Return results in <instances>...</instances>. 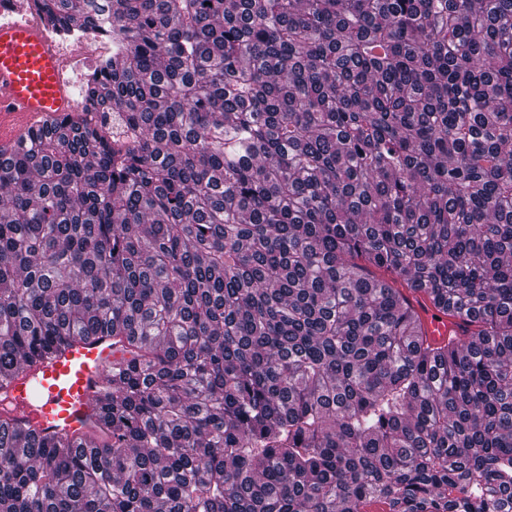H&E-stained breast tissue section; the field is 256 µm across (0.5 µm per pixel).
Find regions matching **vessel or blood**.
Wrapping results in <instances>:
<instances>
[{
    "mask_svg": "<svg viewBox=\"0 0 512 512\" xmlns=\"http://www.w3.org/2000/svg\"><path fill=\"white\" fill-rule=\"evenodd\" d=\"M67 94L55 54L32 28L0 26V150L12 149L36 119L63 112ZM430 341L461 335V319L434 309L422 294L410 297ZM119 355L111 336L74 339L20 372L8 388L19 417L46 435H80L94 424L95 400Z\"/></svg>",
    "mask_w": 512,
    "mask_h": 512,
    "instance_id": "vessel-or-blood-1",
    "label": "vessel or blood"
}]
</instances>
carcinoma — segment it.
Listing matches in <instances>:
<instances>
[{
  "mask_svg": "<svg viewBox=\"0 0 512 512\" xmlns=\"http://www.w3.org/2000/svg\"><path fill=\"white\" fill-rule=\"evenodd\" d=\"M112 37L0 156V512H512V0H42ZM471 326L423 337L407 292ZM120 354L112 336L74 339L51 357L20 372L8 387L17 416L44 435H80L92 430L103 378Z\"/></svg>",
  "mask_w": 512,
  "mask_h": 512,
  "instance_id": "cac0c4a2",
  "label": "carcinoma"
}]
</instances>
